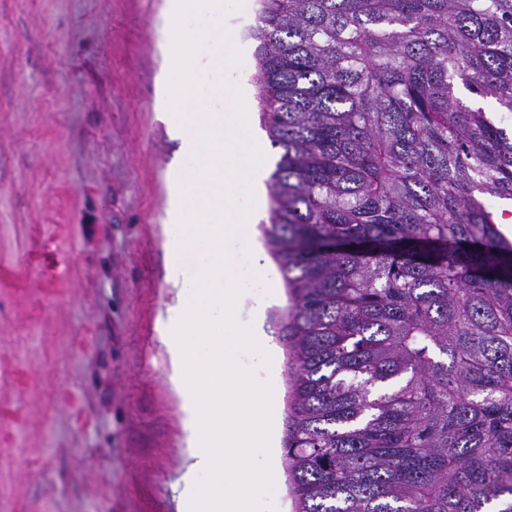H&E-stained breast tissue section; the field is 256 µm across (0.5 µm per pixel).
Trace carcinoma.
I'll return each mask as SVG.
<instances>
[{"instance_id":"1","label":"carcinoma","mask_w":512,"mask_h":512,"mask_svg":"<svg viewBox=\"0 0 512 512\" xmlns=\"http://www.w3.org/2000/svg\"><path fill=\"white\" fill-rule=\"evenodd\" d=\"M295 512H512V0H258Z\"/></svg>"}]
</instances>
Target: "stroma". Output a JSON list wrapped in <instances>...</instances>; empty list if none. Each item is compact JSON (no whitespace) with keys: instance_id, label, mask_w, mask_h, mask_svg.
Listing matches in <instances>:
<instances>
[{"instance_id":"obj_1","label":"stroma","mask_w":512,"mask_h":512,"mask_svg":"<svg viewBox=\"0 0 512 512\" xmlns=\"http://www.w3.org/2000/svg\"><path fill=\"white\" fill-rule=\"evenodd\" d=\"M165 0H0V512H180L186 447L158 323L180 143L156 112ZM257 0L235 79L256 86ZM236 321L289 303L261 231ZM262 316H255L256 304Z\"/></svg>"}]
</instances>
